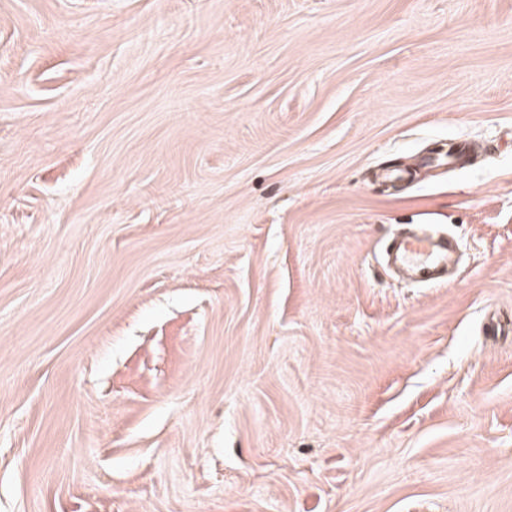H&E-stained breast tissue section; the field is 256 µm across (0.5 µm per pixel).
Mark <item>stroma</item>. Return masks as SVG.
I'll list each match as a JSON object with an SVG mask.
<instances>
[{"label":"stroma","instance_id":"35a3bbf8","mask_svg":"<svg viewBox=\"0 0 512 512\" xmlns=\"http://www.w3.org/2000/svg\"><path fill=\"white\" fill-rule=\"evenodd\" d=\"M0 512H512V0H0ZM389 260L411 279L424 284L446 282L441 274L452 262L448 241L435 237L393 238L387 248Z\"/></svg>","mask_w":512,"mask_h":512}]
</instances>
